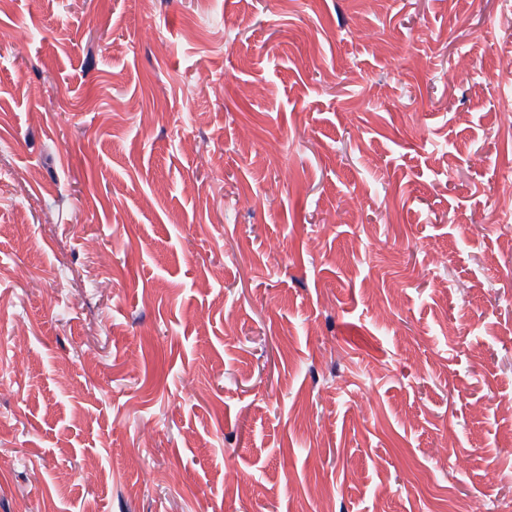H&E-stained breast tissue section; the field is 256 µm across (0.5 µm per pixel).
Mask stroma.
<instances>
[{"label": "stroma", "mask_w": 512, "mask_h": 512, "mask_svg": "<svg viewBox=\"0 0 512 512\" xmlns=\"http://www.w3.org/2000/svg\"><path fill=\"white\" fill-rule=\"evenodd\" d=\"M508 52L504 0H0V512H512Z\"/></svg>", "instance_id": "stroma-1"}]
</instances>
